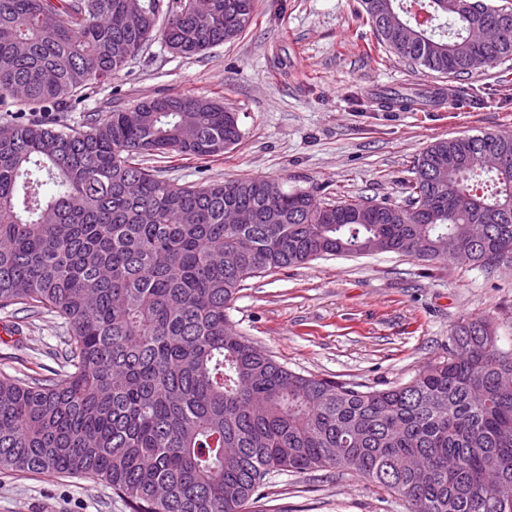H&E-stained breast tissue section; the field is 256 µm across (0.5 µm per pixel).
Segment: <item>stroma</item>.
<instances>
[{"mask_svg": "<svg viewBox=\"0 0 512 512\" xmlns=\"http://www.w3.org/2000/svg\"><path fill=\"white\" fill-rule=\"evenodd\" d=\"M451 88L459 106L388 112L390 92ZM229 99L241 143L207 159L163 162L181 185L269 177L319 199L404 204L412 166L436 139L512 133V60L445 80L378 47L360 0H258L232 44L185 58L153 42L112 83L87 88L61 123L127 110L159 95ZM243 336L290 370L384 388L448 350L450 329L492 316L512 348V266L490 271L383 252L324 256L246 281L229 311ZM67 334L51 313L0 309V373L48 378ZM262 512H405L347 471L284 473L260 490ZM0 512H130L110 486L79 476L0 471Z\"/></svg>", "mask_w": 512, "mask_h": 512, "instance_id": "obj_1", "label": "stroma"}]
</instances>
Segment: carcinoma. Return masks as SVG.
Masks as SVG:
<instances>
[{
  "label": "carcinoma",
  "instance_id": "obj_1",
  "mask_svg": "<svg viewBox=\"0 0 512 512\" xmlns=\"http://www.w3.org/2000/svg\"><path fill=\"white\" fill-rule=\"evenodd\" d=\"M419 0L445 19L422 34L375 29L400 61L464 77L512 60V37L470 41L484 15ZM256 0H0V308L66 324L55 378L0 375V470L101 481L131 512H243L273 473L350 471L407 512H512V350L486 317L459 321L448 352L409 382L362 391L293 372L228 310L245 282L366 247L491 270L512 262L506 162L469 159L490 133L438 139L417 158L408 204L318 200L270 178L182 187L146 162L221 156L234 107L187 93L49 120L148 45L185 57L239 39ZM34 113L30 117L27 112ZM53 184L51 194L45 186Z\"/></svg>",
  "mask_w": 512,
  "mask_h": 512
}]
</instances>
